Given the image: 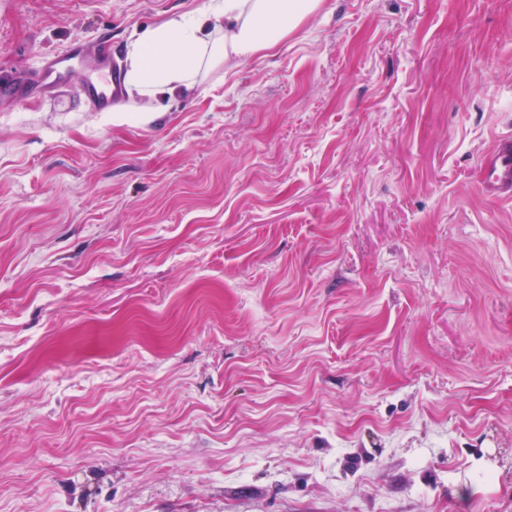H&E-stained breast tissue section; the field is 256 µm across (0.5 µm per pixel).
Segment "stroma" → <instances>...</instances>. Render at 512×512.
<instances>
[{
	"label": "stroma",
	"instance_id": "stroma-1",
	"mask_svg": "<svg viewBox=\"0 0 512 512\" xmlns=\"http://www.w3.org/2000/svg\"><path fill=\"white\" fill-rule=\"evenodd\" d=\"M210 0H0V73ZM512 0H325L147 126L0 97V512H512ZM479 185L492 200H512V135L499 137L485 155Z\"/></svg>",
	"mask_w": 512,
	"mask_h": 512
}]
</instances>
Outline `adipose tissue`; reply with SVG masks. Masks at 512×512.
<instances>
[{
	"label": "adipose tissue",
	"instance_id": "ef3b65f1",
	"mask_svg": "<svg viewBox=\"0 0 512 512\" xmlns=\"http://www.w3.org/2000/svg\"><path fill=\"white\" fill-rule=\"evenodd\" d=\"M323 0H212L192 13L142 30L126 45L125 89L143 106L114 108L116 124L146 125L158 103L192 91L202 72L251 58L277 46Z\"/></svg>",
	"mask_w": 512,
	"mask_h": 512
}]
</instances>
